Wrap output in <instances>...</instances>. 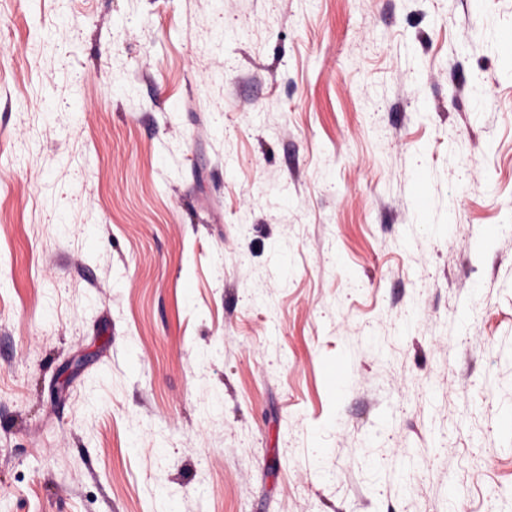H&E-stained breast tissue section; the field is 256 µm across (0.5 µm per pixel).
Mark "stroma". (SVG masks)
Wrapping results in <instances>:
<instances>
[{
    "label": "stroma",
    "mask_w": 512,
    "mask_h": 512,
    "mask_svg": "<svg viewBox=\"0 0 512 512\" xmlns=\"http://www.w3.org/2000/svg\"><path fill=\"white\" fill-rule=\"evenodd\" d=\"M0 512H512V0H0Z\"/></svg>",
    "instance_id": "obj_1"
}]
</instances>
